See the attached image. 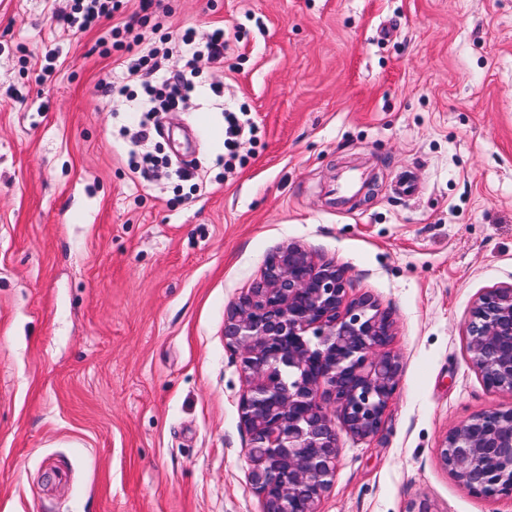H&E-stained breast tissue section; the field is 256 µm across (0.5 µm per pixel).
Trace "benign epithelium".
<instances>
[{
  "mask_svg": "<svg viewBox=\"0 0 512 512\" xmlns=\"http://www.w3.org/2000/svg\"><path fill=\"white\" fill-rule=\"evenodd\" d=\"M392 311L349 298L347 269L289 243L269 252L259 280L224 318V344L247 388L248 479L262 512H318L336 476L339 430L367 441L400 391L387 350ZM485 389L512 393V285L485 289L464 326ZM441 465L468 494L512 500V406L451 425Z\"/></svg>",
  "mask_w": 512,
  "mask_h": 512,
  "instance_id": "obj_1",
  "label": "benign epithelium"
}]
</instances>
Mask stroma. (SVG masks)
Wrapping results in <instances>:
<instances>
[{
    "instance_id": "1",
    "label": "stroma",
    "mask_w": 512,
    "mask_h": 512,
    "mask_svg": "<svg viewBox=\"0 0 512 512\" xmlns=\"http://www.w3.org/2000/svg\"><path fill=\"white\" fill-rule=\"evenodd\" d=\"M71 6L0 0V512H261L224 317L287 243L394 312L403 363L380 435H341L319 512H512L437 456L450 425L512 405L463 336L476 296L512 284V0H126L85 32ZM157 18L241 36L136 173L141 114L100 95L120 71L100 39L156 42ZM243 103L261 137L228 176L222 109ZM352 165L368 184L341 209Z\"/></svg>"
}]
</instances>
